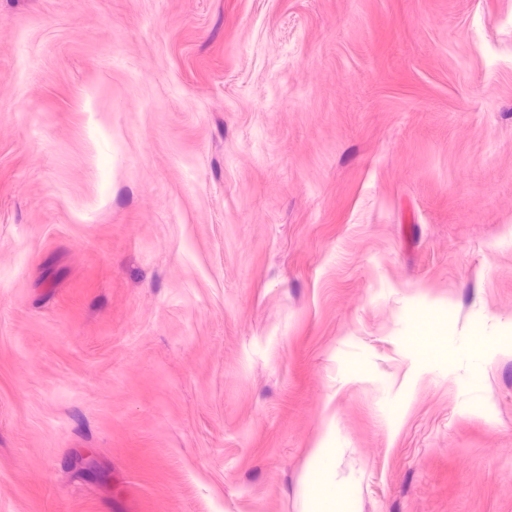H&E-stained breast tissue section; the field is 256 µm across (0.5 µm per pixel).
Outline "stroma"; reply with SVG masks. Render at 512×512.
Returning a JSON list of instances; mask_svg holds the SVG:
<instances>
[{
	"instance_id": "1",
	"label": "stroma",
	"mask_w": 512,
	"mask_h": 512,
	"mask_svg": "<svg viewBox=\"0 0 512 512\" xmlns=\"http://www.w3.org/2000/svg\"><path fill=\"white\" fill-rule=\"evenodd\" d=\"M321 443L512 512V0H0V512H302Z\"/></svg>"
}]
</instances>
